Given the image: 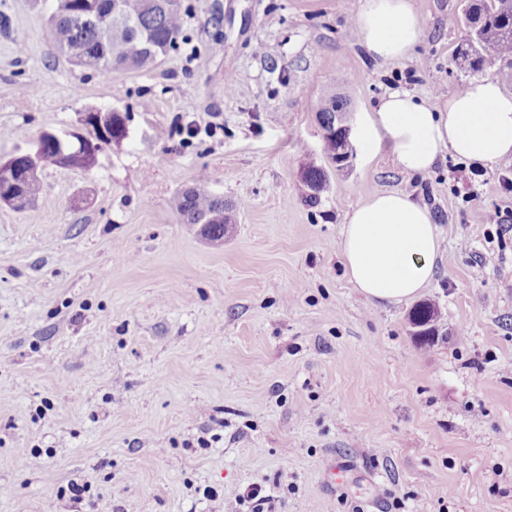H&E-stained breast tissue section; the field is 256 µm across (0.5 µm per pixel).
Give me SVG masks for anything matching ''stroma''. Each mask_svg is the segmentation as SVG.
Listing matches in <instances>:
<instances>
[{
	"mask_svg": "<svg viewBox=\"0 0 512 512\" xmlns=\"http://www.w3.org/2000/svg\"><path fill=\"white\" fill-rule=\"evenodd\" d=\"M361 2L180 0L177 50L103 76L51 54L54 0H0V158L90 110L127 129L0 205V512H249L224 491L253 485L264 512H512V231L485 221L512 223V158L478 176L448 153L408 175L385 145L330 159L326 87L354 125L391 91L433 104L472 80L463 0H412L421 41L391 63L361 45ZM201 175L240 206L218 243L174 209ZM383 191L426 204L442 241L426 348L411 303L368 300L339 250ZM349 99L345 95L330 90L325 93L320 101L319 118L323 130L337 127V118L346 112ZM301 181L308 191L306 194L308 202L316 203L326 187L324 171L318 167L309 166L303 171ZM441 314L435 304L424 302L417 304L409 313V324L411 328L425 327L424 331H412L413 336H428L429 340H418L420 345H427L434 341L439 332V321Z\"/></svg>",
	"mask_w": 512,
	"mask_h": 512,
	"instance_id": "obj_1",
	"label": "stroma"
}]
</instances>
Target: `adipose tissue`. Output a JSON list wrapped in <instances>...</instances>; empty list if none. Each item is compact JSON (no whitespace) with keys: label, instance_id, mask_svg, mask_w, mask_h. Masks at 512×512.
I'll return each instance as SVG.
<instances>
[{"label":"adipose tissue","instance_id":"ef3b65f1","mask_svg":"<svg viewBox=\"0 0 512 512\" xmlns=\"http://www.w3.org/2000/svg\"><path fill=\"white\" fill-rule=\"evenodd\" d=\"M357 28L376 60L410 56L422 36L411 0H363ZM355 136L365 153L389 142L402 172L425 175L439 154L450 152L482 167L512 157V95L485 78L433 105L407 91L383 98L365 114ZM441 240L427 207L406 194H377L347 215L339 249L350 283L369 300L401 303L427 287Z\"/></svg>","mask_w":512,"mask_h":512}]
</instances>
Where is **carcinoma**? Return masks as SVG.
<instances>
[{
    "mask_svg": "<svg viewBox=\"0 0 512 512\" xmlns=\"http://www.w3.org/2000/svg\"><path fill=\"white\" fill-rule=\"evenodd\" d=\"M113 0H94L97 15L81 20L72 11L80 9L81 0H56L49 17L52 49L71 64L109 74L119 69L150 72L161 58L177 49L182 32L179 0L161 4L158 0H119L120 16L107 21ZM467 27L465 38L457 45L454 58L461 70L478 72L487 64L498 65L500 80L512 86V0H464ZM349 99L330 90L320 101L319 118L322 129L333 128L337 118L346 111ZM104 125L98 115L86 113L83 124L93 141V153L86 158L85 169H90L96 153L126 136L125 119L116 111L103 113ZM301 181L307 189L308 202L318 201L326 187V175L318 167L310 166L302 173ZM41 191L38 176L0 181V197H17L29 205ZM175 207L186 224L204 225V235L212 241L224 238L227 225L234 223L233 205L208 191L204 181L183 191L175 200ZM441 314L435 304H417L409 313L413 336H425L434 341L439 332Z\"/></svg>",
    "mask_w": 512,
    "mask_h": 512,
    "instance_id": "carcinoma-1",
    "label": "carcinoma"
}]
</instances>
